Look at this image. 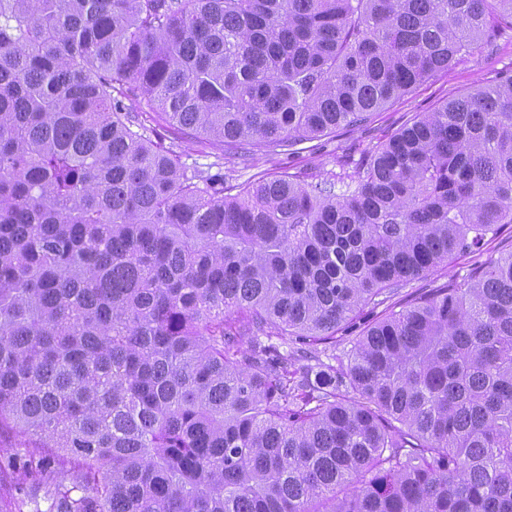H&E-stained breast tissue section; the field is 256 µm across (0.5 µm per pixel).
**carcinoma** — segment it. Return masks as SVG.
Wrapping results in <instances>:
<instances>
[{"label": "carcinoma", "mask_w": 512, "mask_h": 512, "mask_svg": "<svg viewBox=\"0 0 512 512\" xmlns=\"http://www.w3.org/2000/svg\"><path fill=\"white\" fill-rule=\"evenodd\" d=\"M506 30L512 0H0V430L34 512H512V248L483 258L512 70L316 182L189 170L124 106L289 149ZM458 255L339 365L292 348ZM470 266L471 260L465 257L459 258L447 265L442 264L422 278L413 281L410 286L404 288L399 294L393 295L388 303L395 305V310L398 311L409 299L407 293L414 290L411 288H434L448 282L461 281L468 274ZM30 441V435L19 430L1 431L0 433L1 470H8L11 474L13 484L19 488L27 489L28 492L31 491L35 485L32 484V480L19 469L18 458L24 453Z\"/></svg>", "instance_id": "obj_1"}]
</instances>
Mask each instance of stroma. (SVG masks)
Returning a JSON list of instances; mask_svg holds the SVG:
<instances>
[{
  "label": "stroma",
  "mask_w": 512,
  "mask_h": 512,
  "mask_svg": "<svg viewBox=\"0 0 512 512\" xmlns=\"http://www.w3.org/2000/svg\"><path fill=\"white\" fill-rule=\"evenodd\" d=\"M512 69V32H505L484 53L455 68L438 73L380 112L363 127L344 130L303 143L294 151L266 152L252 147L227 148L223 144L189 138L178 127L163 129L166 144L172 146L181 162L205 169L219 164L225 179L234 184L251 183L266 174L298 173L323 179L341 171H353L362 158L418 113L428 112L444 101L490 80L497 71ZM381 316L380 309L367 308L336 333L332 345L313 346L323 362L343 359L353 340ZM29 434L18 430L0 433V468L10 472L15 486L32 489L33 484L18 465V458L29 445Z\"/></svg>",
  "instance_id": "1"
}]
</instances>
